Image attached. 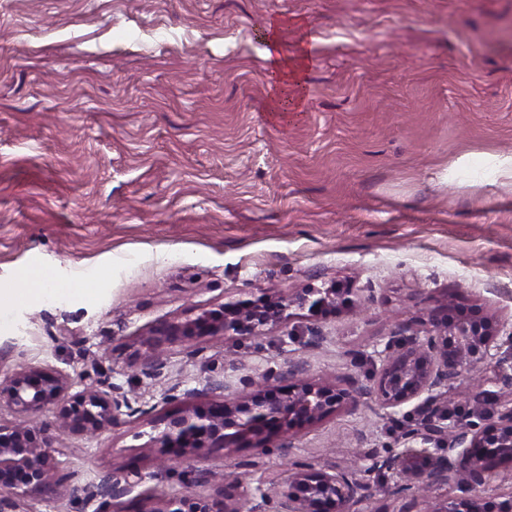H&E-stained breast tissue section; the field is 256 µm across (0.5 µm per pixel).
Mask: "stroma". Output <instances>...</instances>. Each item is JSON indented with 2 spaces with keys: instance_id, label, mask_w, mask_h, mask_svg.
<instances>
[{
  "instance_id": "35a3bbf8",
  "label": "stroma",
  "mask_w": 512,
  "mask_h": 512,
  "mask_svg": "<svg viewBox=\"0 0 512 512\" xmlns=\"http://www.w3.org/2000/svg\"><path fill=\"white\" fill-rule=\"evenodd\" d=\"M309 47L301 111L278 91L262 31ZM512 0H0V289L49 274L62 304L0 311V375L35 365L74 391L122 387L137 414L59 445L62 484L26 512H94L70 490L134 468L136 512L161 492L216 493L299 467L399 450L402 413L371 395L290 446L213 449L166 470L150 435L268 367L373 384L371 355L442 302L512 327ZM293 308L258 336L165 346L150 330L231 300ZM348 289H340L336 288V290L330 288L322 290H311L307 294H304L303 296H299L295 299H289L288 301L280 300L276 304V311L274 312L275 319L281 318L286 310L289 309L292 304H297L300 307H304L308 305L311 309V311L314 310H323L327 309L329 307H333L336 304V298L341 296L344 293H348ZM317 295L315 299H312L311 297Z\"/></svg>"
}]
</instances>
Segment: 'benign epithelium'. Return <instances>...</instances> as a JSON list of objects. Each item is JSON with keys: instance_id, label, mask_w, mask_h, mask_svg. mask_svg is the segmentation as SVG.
<instances>
[{"instance_id": "7a95c632", "label": "benign epithelium", "mask_w": 512, "mask_h": 512, "mask_svg": "<svg viewBox=\"0 0 512 512\" xmlns=\"http://www.w3.org/2000/svg\"><path fill=\"white\" fill-rule=\"evenodd\" d=\"M349 289L311 290L303 296L276 304L274 315L257 306L244 309L234 303L223 311L205 312L184 323H171L151 331L152 344L162 340L210 336H256L271 317L280 318L290 306L311 310L333 307L336 298ZM512 343V330L487 319H475L462 312L441 319L432 314L423 335L392 336L376 355L380 367L374 373L372 394L379 405L393 414L415 400L424 423L406 430L404 448L355 473L351 469L302 468L291 474L294 492L280 503L279 512H362L370 500L371 483L362 474L388 470L398 478L394 486H384L383 494L398 503L394 512H423L418 492L454 483L461 495L451 497L430 512H480V495L498 480L512 482V397L501 396L496 410L479 409L480 395L473 397L471 415L479 422L461 423L451 419L445 401L448 385L463 371L491 365L505 379L512 380V357L500 355L501 343ZM299 362L281 370L265 372L256 386L270 380L288 382V388L268 396L258 390L212 401L203 409H187L169 418L151 441L162 458L197 462L212 448H230L245 436L269 437L289 433L318 421L342 406L357 401L359 388L321 384L309 380ZM70 384L61 373L38 366H25L0 379V407L35 419L54 406L56 420L37 429L0 423V512H21L31 492L61 483L56 460L57 444L65 434L94 435L114 427L121 417H132L127 394L119 386L108 390L87 388L68 395ZM143 480L137 470L121 475L107 474L99 482L72 489L75 497L87 503L97 501L96 512H112L113 502L131 492ZM262 503H253L237 480L222 484L212 497L201 498L187 492L162 496L155 505L138 512H264Z\"/></svg>"}]
</instances>
